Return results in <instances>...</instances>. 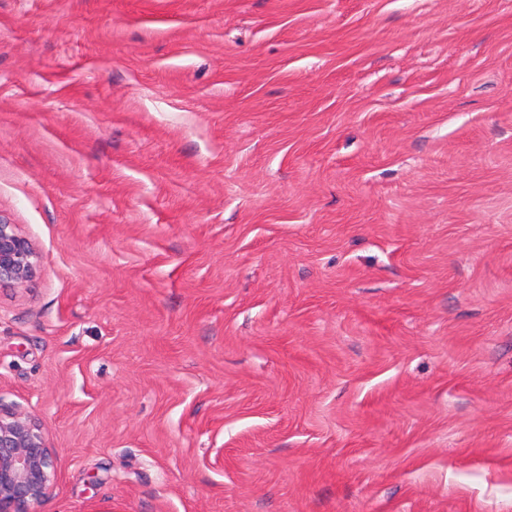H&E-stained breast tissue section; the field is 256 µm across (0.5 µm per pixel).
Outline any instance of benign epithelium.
<instances>
[{"label": "benign epithelium", "instance_id": "benign-epithelium-1", "mask_svg": "<svg viewBox=\"0 0 512 512\" xmlns=\"http://www.w3.org/2000/svg\"><path fill=\"white\" fill-rule=\"evenodd\" d=\"M39 270V254L0 217V287H20ZM53 449L32 416L0 404V512H30L55 484Z\"/></svg>", "mask_w": 512, "mask_h": 512}]
</instances>
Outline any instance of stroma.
Masks as SVG:
<instances>
[{
	"mask_svg": "<svg viewBox=\"0 0 512 512\" xmlns=\"http://www.w3.org/2000/svg\"><path fill=\"white\" fill-rule=\"evenodd\" d=\"M0 217L33 512H512V0H0ZM39 270V254L16 224L0 217V287H20L30 282Z\"/></svg>",
	"mask_w": 512,
	"mask_h": 512,
	"instance_id": "35a3bbf8",
	"label": "stroma"
}]
</instances>
